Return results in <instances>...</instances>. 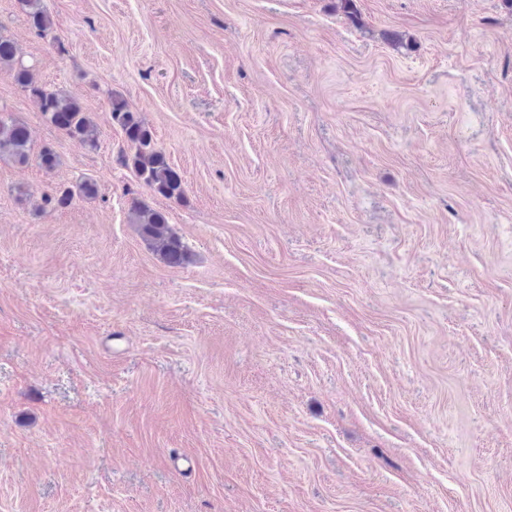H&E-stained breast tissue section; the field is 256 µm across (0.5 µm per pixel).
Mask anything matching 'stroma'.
<instances>
[{"mask_svg": "<svg viewBox=\"0 0 512 512\" xmlns=\"http://www.w3.org/2000/svg\"><path fill=\"white\" fill-rule=\"evenodd\" d=\"M335 4L44 0L40 38L0 0L100 129L0 74L60 158L0 160V512H512V6ZM115 94L186 202L119 165ZM98 188L92 181L85 180L73 187H64L55 190L53 195H44L42 197V204L40 209H45L48 205H53L55 208H66L70 206L75 196L93 198L97 195ZM129 222L136 227L147 247L164 263L177 267L188 262L187 246L170 227L164 211L144 204L134 205L129 213Z\"/></svg>", "mask_w": 512, "mask_h": 512, "instance_id": "stroma-1", "label": "stroma"}]
</instances>
